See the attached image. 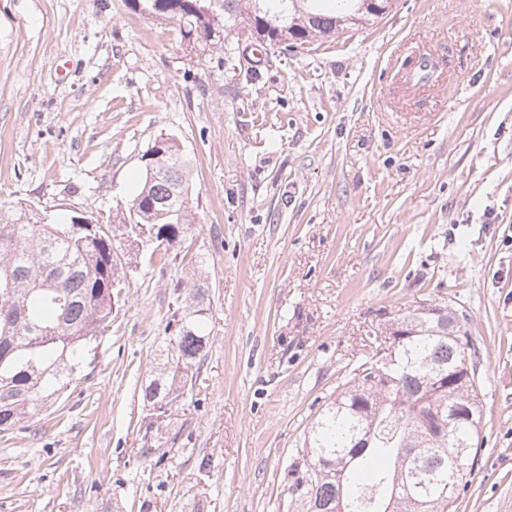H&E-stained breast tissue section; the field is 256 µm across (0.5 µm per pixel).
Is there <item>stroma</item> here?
Masks as SVG:
<instances>
[{"mask_svg":"<svg viewBox=\"0 0 512 512\" xmlns=\"http://www.w3.org/2000/svg\"><path fill=\"white\" fill-rule=\"evenodd\" d=\"M429 45L438 84L403 81ZM196 162L212 340L191 394L141 388L188 291L124 251L89 375L0 433V512H307L299 461L382 312L448 301L481 354L480 468L457 512H512V0H394L291 51L196 61L130 0H0V205L116 224L143 152Z\"/></svg>","mask_w":512,"mask_h":512,"instance_id":"1","label":"stroma"}]
</instances>
